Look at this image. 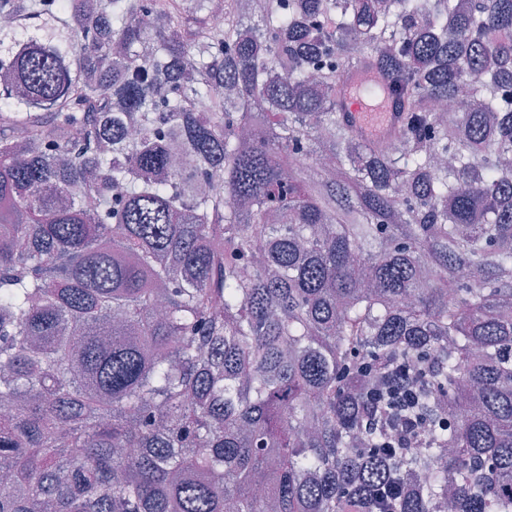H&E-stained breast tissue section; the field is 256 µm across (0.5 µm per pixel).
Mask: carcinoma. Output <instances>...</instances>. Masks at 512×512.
<instances>
[{"label": "carcinoma", "mask_w": 512, "mask_h": 512, "mask_svg": "<svg viewBox=\"0 0 512 512\" xmlns=\"http://www.w3.org/2000/svg\"><path fill=\"white\" fill-rule=\"evenodd\" d=\"M1 15L0 512H512V0ZM374 76L366 71L354 73L350 84L352 90L344 98V103L349 112L356 131L368 140L379 143L392 142L398 133V116L393 112L391 101L388 97L375 98L364 95L356 89L362 85L370 84ZM388 394L400 404H408L415 394V384L404 371L397 372L388 381Z\"/></svg>", "instance_id": "obj_1"}]
</instances>
